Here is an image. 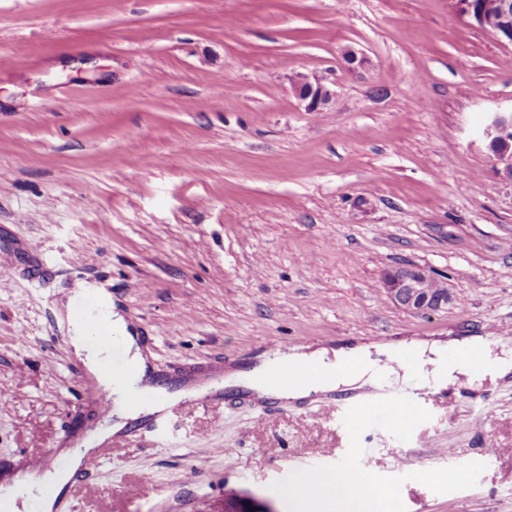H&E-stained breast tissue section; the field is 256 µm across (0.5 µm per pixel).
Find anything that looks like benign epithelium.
I'll return each instance as SVG.
<instances>
[{
  "label": "benign epithelium",
  "mask_w": 512,
  "mask_h": 512,
  "mask_svg": "<svg viewBox=\"0 0 512 512\" xmlns=\"http://www.w3.org/2000/svg\"><path fill=\"white\" fill-rule=\"evenodd\" d=\"M460 14L471 24L484 29L500 41L512 44V0H495V24L490 26L484 9L475 0H454ZM296 96L315 111L328 103L332 92L320 79L301 76L294 83ZM488 146L497 148L494 154L500 174L512 180V110L494 112L480 130ZM382 287L390 299L402 309L414 313H430L443 309L451 301L446 285L433 277L425 268L414 264H400L386 272Z\"/></svg>",
  "instance_id": "1"
}]
</instances>
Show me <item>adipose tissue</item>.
Returning <instances> with one entry per match:
<instances>
[{"mask_svg": "<svg viewBox=\"0 0 512 512\" xmlns=\"http://www.w3.org/2000/svg\"><path fill=\"white\" fill-rule=\"evenodd\" d=\"M69 325L74 354L114 396L118 412L114 431L123 430L126 420L164 409V400L155 395L148 357L122 316L111 318L110 325L124 345L126 363L110 374L104 370L107 354L102 346L89 344L85 322L73 319ZM510 375L512 348L498 356L487 342L476 336L457 344L439 339H412L397 343L367 342L332 350L298 346L276 353L270 359L261 358L251 370L227 372L224 384L246 387L260 398L302 400L314 393L376 388L386 379L396 382L417 378L423 385L442 389L488 376L502 379ZM69 477V472L58 469L41 473L20 470L5 478L0 487L7 491L51 487V494L43 498V508L52 512L54 494L63 489Z\"/></svg>", "mask_w": 512, "mask_h": 512, "instance_id": "adipose-tissue-1", "label": "adipose tissue"}]
</instances>
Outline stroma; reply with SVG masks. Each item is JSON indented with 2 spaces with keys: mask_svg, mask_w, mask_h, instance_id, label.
Returning a JSON list of instances; mask_svg holds the SVG:
<instances>
[{
  "mask_svg": "<svg viewBox=\"0 0 512 512\" xmlns=\"http://www.w3.org/2000/svg\"><path fill=\"white\" fill-rule=\"evenodd\" d=\"M300 73L335 98L308 111ZM509 107L512 45L452 0H0V463L112 422L63 338L78 280L110 289L169 397L271 340L494 341L512 181L479 132ZM401 263L453 303L399 308L382 278ZM425 408L427 445L368 429L362 467L405 476L406 512H512V378ZM325 448H350L335 395L228 389L64 493L73 512H286L270 483ZM472 461L467 490L407 478Z\"/></svg>",
  "mask_w": 512,
  "mask_h": 512,
  "instance_id": "1",
  "label": "stroma"
}]
</instances>
